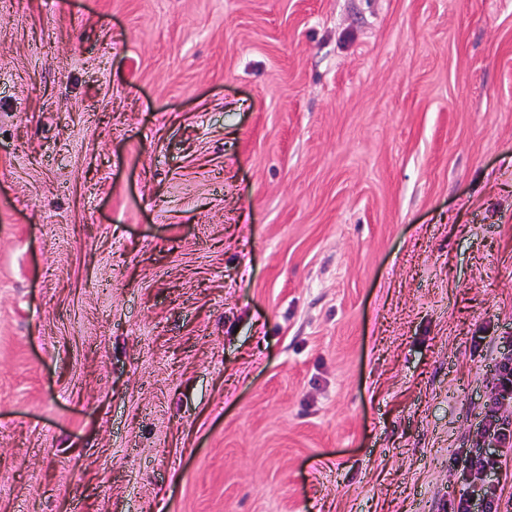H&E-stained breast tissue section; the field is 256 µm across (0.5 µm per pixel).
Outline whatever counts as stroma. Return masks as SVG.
I'll list each match as a JSON object with an SVG mask.
<instances>
[{"instance_id": "obj_1", "label": "stroma", "mask_w": 512, "mask_h": 512, "mask_svg": "<svg viewBox=\"0 0 512 512\" xmlns=\"http://www.w3.org/2000/svg\"><path fill=\"white\" fill-rule=\"evenodd\" d=\"M512 357V0H0V512H448Z\"/></svg>"}]
</instances>
